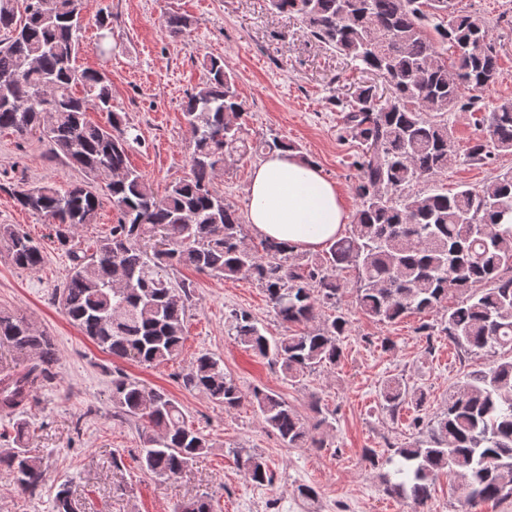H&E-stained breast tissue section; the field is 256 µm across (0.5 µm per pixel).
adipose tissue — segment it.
I'll return each instance as SVG.
<instances>
[{
  "label": "adipose tissue",
  "mask_w": 512,
  "mask_h": 512,
  "mask_svg": "<svg viewBox=\"0 0 512 512\" xmlns=\"http://www.w3.org/2000/svg\"><path fill=\"white\" fill-rule=\"evenodd\" d=\"M247 221L263 237L313 250L341 236L347 213L335 185L318 166L279 149L252 172Z\"/></svg>",
  "instance_id": "ef3b65f1"
}]
</instances>
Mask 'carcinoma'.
<instances>
[{"label": "carcinoma", "instance_id": "cac0c4a2", "mask_svg": "<svg viewBox=\"0 0 512 512\" xmlns=\"http://www.w3.org/2000/svg\"><path fill=\"white\" fill-rule=\"evenodd\" d=\"M273 10L295 14L320 41L384 87L363 82L345 109L346 132L360 145L358 201L348 234L326 242L314 257L262 239L246 243L238 210L214 187L217 173L248 153L298 147L283 140L254 145L238 123L243 103L224 60L204 62L206 80L187 96L184 118L191 131L189 173L172 181L159 198L150 180L132 168L128 150L140 143L138 128L115 112L112 84L102 73L79 69L83 0H0V129L35 136L54 158L84 169L87 180L66 188L43 185L12 192L23 209L55 225L71 266L57 301L67 319L114 358L151 366L178 356L192 284L172 271L192 267L224 279L245 274L264 288L288 334L268 337L246 312L234 313L235 339L278 365L296 382L312 370L334 366L343 355L349 321L339 312L346 290L343 273H355L356 302L377 324L408 314L426 315L454 305L441 318V333L466 355H493L512 348V172L455 193L405 192L432 180L454 158L449 115L476 109L477 93L499 79V54L489 25L476 14H459L451 0H271ZM462 47L465 54H455ZM106 112V125L86 113ZM486 136L467 155L485 165L493 152L512 153V102L485 118ZM118 212L112 231L93 253L69 248L75 231L96 221L103 201ZM11 263L35 269L44 260L40 242L12 224L0 225ZM334 314L319 319L322 309ZM0 344L22 366L0 376V412L20 417L16 447L0 465L17 487L34 494L45 480L41 463L23 445L22 419L39 389L54 376L59 353L53 337L27 319L0 312ZM227 409L248 399L264 427L290 448L320 447L294 408L272 390L248 394L227 378L220 360L199 354L183 378ZM426 396L397 378L380 390L383 410L395 417ZM112 404L141 424V465L157 478L178 477L211 448L188 425L178 402L135 378H112ZM365 460L380 474L383 492L425 512L436 480L446 474L461 490L457 512H475L487 501L512 497V357H499L465 375L433 426L407 445ZM255 484L269 482L265 462L240 458ZM62 484L53 512H75Z\"/></svg>", "mask_w": 512, "mask_h": 512}]
</instances>
